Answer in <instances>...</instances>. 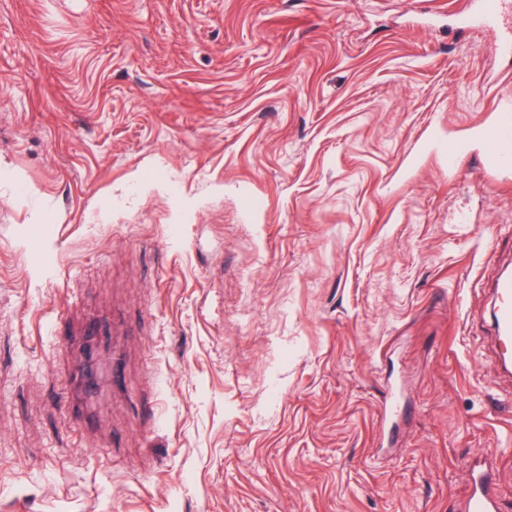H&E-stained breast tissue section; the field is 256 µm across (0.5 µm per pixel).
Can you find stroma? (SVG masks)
<instances>
[{
    "mask_svg": "<svg viewBox=\"0 0 512 512\" xmlns=\"http://www.w3.org/2000/svg\"><path fill=\"white\" fill-rule=\"evenodd\" d=\"M463 2L0 0V512H458L482 458L512 512ZM108 353L109 346L106 343L99 339L91 338L81 351L82 363L98 369L102 377H104L110 370V365L107 362Z\"/></svg>",
    "mask_w": 512,
    "mask_h": 512,
    "instance_id": "stroma-1",
    "label": "stroma"
}]
</instances>
